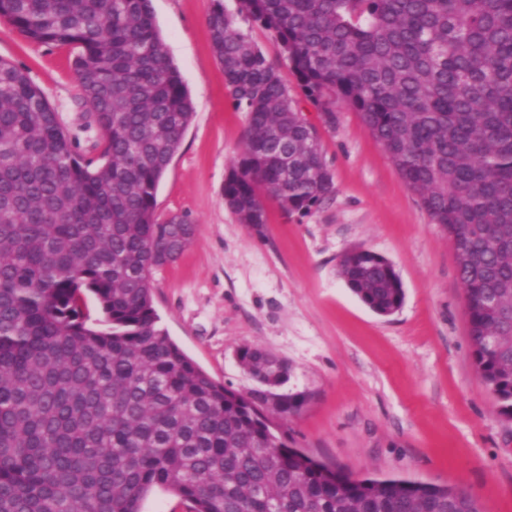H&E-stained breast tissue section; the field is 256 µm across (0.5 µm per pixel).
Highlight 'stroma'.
Returning <instances> with one entry per match:
<instances>
[{
	"label": "stroma",
	"instance_id": "stroma-1",
	"mask_svg": "<svg viewBox=\"0 0 512 512\" xmlns=\"http://www.w3.org/2000/svg\"><path fill=\"white\" fill-rule=\"evenodd\" d=\"M157 25L194 103L193 120L159 183L160 219L196 234L152 277L153 305L173 341L213 380L248 391L238 358L264 347L306 393L274 423L289 447L356 477L395 475L461 486L482 512H512V418L473 366L453 241L434 224L359 112H323L295 93L319 134L335 192L307 214L268 207L253 233L224 202V179L247 126L224 88L206 26L212 0H152ZM75 50L29 42L0 18V58L29 72L78 150L95 156L99 129L76 79ZM363 247L394 265L404 303L365 307L338 274Z\"/></svg>",
	"mask_w": 512,
	"mask_h": 512
}]
</instances>
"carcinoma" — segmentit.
I'll return each mask as SVG.
<instances>
[{"mask_svg": "<svg viewBox=\"0 0 512 512\" xmlns=\"http://www.w3.org/2000/svg\"><path fill=\"white\" fill-rule=\"evenodd\" d=\"M213 0L212 51L247 117L224 180L240 223L267 203L307 213L334 192L318 131L291 86L339 98L454 242L475 369L512 418V0ZM267 31L268 61L236 15ZM30 42L77 50L101 134L85 158L28 72L0 59V512H142L162 488L189 512H482L464 487L358 478L291 448L253 392L215 382L168 336L153 274L195 225L156 215L194 106L151 0H0ZM380 315L404 302L385 257L340 263ZM92 296L101 318L91 319ZM244 367L283 388L258 345ZM282 417L305 394H283ZM251 34L254 40L265 52L270 62L282 70H286L285 61L283 60L279 47L273 37L268 32L258 28L252 29Z\"/></svg>", "mask_w": 512, "mask_h": 512, "instance_id": "obj_1", "label": "carcinoma"}]
</instances>
